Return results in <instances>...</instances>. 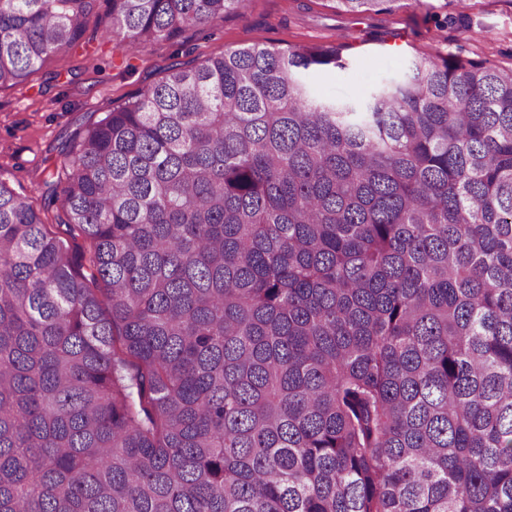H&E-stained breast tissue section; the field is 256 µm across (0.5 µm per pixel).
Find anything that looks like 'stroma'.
Wrapping results in <instances>:
<instances>
[{"instance_id":"obj_1","label":"stroma","mask_w":512,"mask_h":512,"mask_svg":"<svg viewBox=\"0 0 512 512\" xmlns=\"http://www.w3.org/2000/svg\"><path fill=\"white\" fill-rule=\"evenodd\" d=\"M250 0L245 14L215 19L188 31L183 43L158 42L123 52L110 17L89 28L81 44L58 53L20 86L0 91V179L40 197L63 143L102 114L158 80L173 58L204 60L253 44L285 48L314 42L344 44L346 70L315 78V93L355 100L402 61L424 54L454 55L512 67V0H471L470 21L448 29L446 0H409L392 15L337 13L329 0Z\"/></svg>"}]
</instances>
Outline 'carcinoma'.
<instances>
[{"mask_svg":"<svg viewBox=\"0 0 512 512\" xmlns=\"http://www.w3.org/2000/svg\"><path fill=\"white\" fill-rule=\"evenodd\" d=\"M248 3L0 0V89L104 4L133 51ZM336 67L174 60L0 180V512H512V69Z\"/></svg>","mask_w":512,"mask_h":512,"instance_id":"cac0c4a2","label":"carcinoma"}]
</instances>
